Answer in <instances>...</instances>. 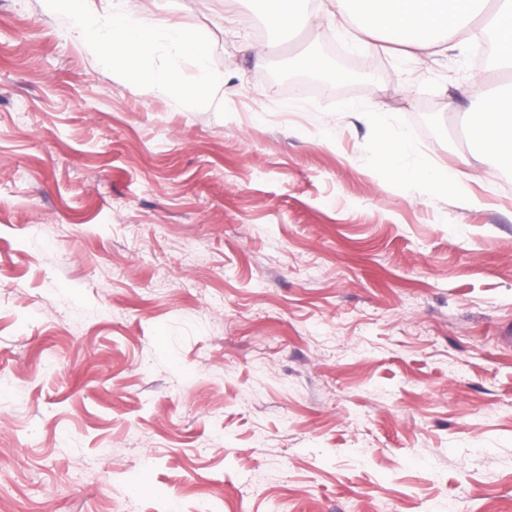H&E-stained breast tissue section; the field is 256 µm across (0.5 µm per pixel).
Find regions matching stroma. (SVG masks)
<instances>
[{
	"label": "stroma",
	"mask_w": 512,
	"mask_h": 512,
	"mask_svg": "<svg viewBox=\"0 0 512 512\" xmlns=\"http://www.w3.org/2000/svg\"><path fill=\"white\" fill-rule=\"evenodd\" d=\"M123 7L210 39L228 114L0 0V512H512V170L466 129L512 75ZM380 112L478 205L376 167Z\"/></svg>",
	"instance_id": "stroma-1"
}]
</instances>
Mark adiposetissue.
Returning <instances> with one entry per match:
<instances>
[{"instance_id": "ef3b65f1", "label": "adipose tissue", "mask_w": 512, "mask_h": 512, "mask_svg": "<svg viewBox=\"0 0 512 512\" xmlns=\"http://www.w3.org/2000/svg\"><path fill=\"white\" fill-rule=\"evenodd\" d=\"M341 15L361 21L367 31H382L404 49L447 51L465 33L491 34L497 64L512 72V0H315L306 25L318 28L322 17ZM471 126L487 157L512 167V91L485 95L473 105ZM397 180L415 187H437L438 180L405 140L390 144L375 159Z\"/></svg>"}]
</instances>
